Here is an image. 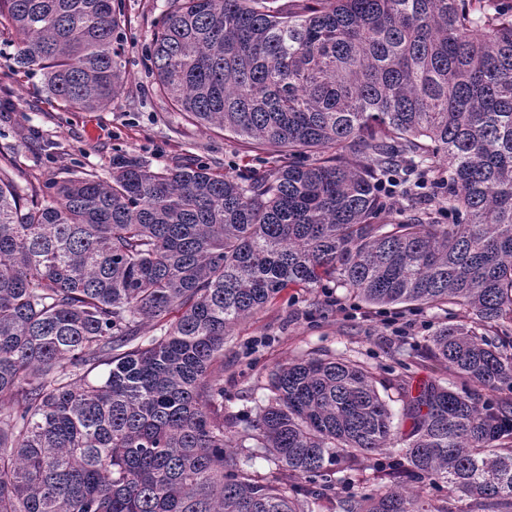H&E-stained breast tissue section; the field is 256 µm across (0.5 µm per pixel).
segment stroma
Returning a JSON list of instances; mask_svg holds the SVG:
<instances>
[{
  "label": "stroma",
  "instance_id": "stroma-1",
  "mask_svg": "<svg viewBox=\"0 0 512 512\" xmlns=\"http://www.w3.org/2000/svg\"><path fill=\"white\" fill-rule=\"evenodd\" d=\"M131 26L124 36L128 95L103 112H69L49 103L35 81L21 79L0 92V166H7L20 194L79 171L109 179L112 158L132 153L153 166L205 161L220 171H263L266 160L223 132L187 124L168 111L148 74L146 49L153 22L167 0H122ZM325 317L311 315L324 289L292 288L240 325L224 344V415L246 425L264 400L268 372L310 352L366 362L380 382L408 373L420 385L447 371L426 359L421 346L443 315L437 310L396 314L343 300Z\"/></svg>",
  "mask_w": 512,
  "mask_h": 512
}]
</instances>
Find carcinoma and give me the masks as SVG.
<instances>
[{
	"mask_svg": "<svg viewBox=\"0 0 512 512\" xmlns=\"http://www.w3.org/2000/svg\"><path fill=\"white\" fill-rule=\"evenodd\" d=\"M127 24L121 0H0L13 76L75 112L124 93ZM147 60L269 168L123 153L24 203L0 167V512H512V3L170 0ZM330 283L451 315L425 344L446 383L386 399L307 354L230 429L226 337Z\"/></svg>",
	"mask_w": 512,
	"mask_h": 512,
	"instance_id": "carcinoma-1",
	"label": "carcinoma"
}]
</instances>
